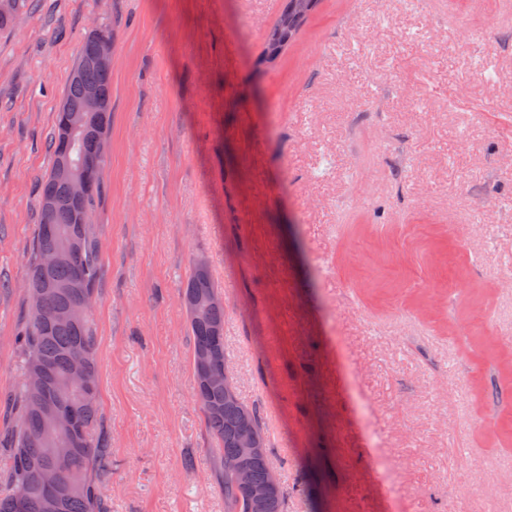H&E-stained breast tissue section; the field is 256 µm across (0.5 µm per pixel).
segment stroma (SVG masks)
<instances>
[{
	"mask_svg": "<svg viewBox=\"0 0 512 512\" xmlns=\"http://www.w3.org/2000/svg\"><path fill=\"white\" fill-rule=\"evenodd\" d=\"M29 0L0 30V474L48 144L112 28L94 214L111 512H224L180 288L205 256L284 512H512V0ZM310 1L313 2V8L308 13L300 14L297 10L299 0H283V7L279 16L266 30L264 49L260 59L261 64L275 62L295 41L296 36L301 32L319 2V0Z\"/></svg>",
	"mask_w": 512,
	"mask_h": 512,
	"instance_id": "35a3bbf8",
	"label": "stroma"
}]
</instances>
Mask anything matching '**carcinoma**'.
I'll use <instances>...</instances> for the list:
<instances>
[{"label": "carcinoma", "instance_id": "carcinoma-1", "mask_svg": "<svg viewBox=\"0 0 512 512\" xmlns=\"http://www.w3.org/2000/svg\"><path fill=\"white\" fill-rule=\"evenodd\" d=\"M299 0H283L282 10L265 33L260 63H273L293 43L309 18L297 10ZM97 41L87 36L82 42L69 77L61 107L74 109L82 101L84 89L94 85L102 93L105 112L98 132L108 135L112 108V72L95 65ZM69 113L58 112L49 143L52 165L41 182L39 209L41 222L29 257V305L21 338L23 366L17 402L16 424L11 432L12 465L7 489L0 491V512H108L109 506L98 481V472L110 463L104 442L93 435L98 422L97 369L93 353V316L71 321L58 319L44 322L47 310L66 313L89 294L97 293L100 274L98 244L93 234L92 217L101 197L102 173L107 160L99 161L91 171V190L78 201L71 199L68 184L56 175V167L66 148L64 125ZM72 152L93 160L98 153L97 136L87 134L78 139ZM73 238L77 255L64 261L51 273V286L40 287V269L44 253L57 248L60 237ZM215 288L210 270L194 267L182 291L186 308L200 306V312L188 318L193 338V367L196 381H201L202 362L206 359L224 363V303L213 301ZM80 360L86 381L70 380L72 362ZM206 427L221 448L220 461L242 458L237 428L250 420L260 443L259 450L247 457L252 484L265 486L272 468L270 448L259 412L245 405L238 394H225L224 385L197 388ZM58 414L53 425L45 423L47 408ZM60 448L69 449L68 461L58 474L57 483L46 485L41 467L52 461ZM225 512H283L285 490L257 498L240 491L228 471H222Z\"/></svg>", "mask_w": 512, "mask_h": 512}]
</instances>
